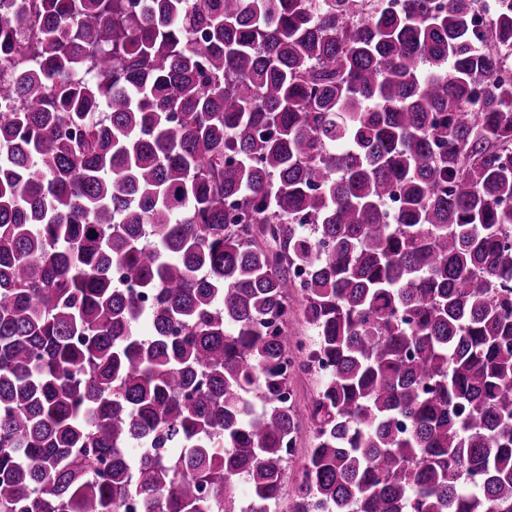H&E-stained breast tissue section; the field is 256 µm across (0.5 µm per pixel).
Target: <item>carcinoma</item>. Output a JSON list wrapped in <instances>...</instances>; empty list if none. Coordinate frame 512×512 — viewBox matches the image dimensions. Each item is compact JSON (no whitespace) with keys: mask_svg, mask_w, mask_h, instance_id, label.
<instances>
[{"mask_svg":"<svg viewBox=\"0 0 512 512\" xmlns=\"http://www.w3.org/2000/svg\"><path fill=\"white\" fill-rule=\"evenodd\" d=\"M391 2L0 0V512H272L298 372L292 512H512V0ZM318 382V378L308 372H299L292 382L295 409L304 429L297 440L295 453L289 464L288 490H291L294 482L300 478L301 464L308 448H312L314 444L313 424L310 421L309 414L313 399L316 396ZM288 490L279 502V512H290L291 510L292 499L288 495Z\"/></svg>","mask_w":512,"mask_h":512,"instance_id":"obj_1","label":"carcinoma"}]
</instances>
